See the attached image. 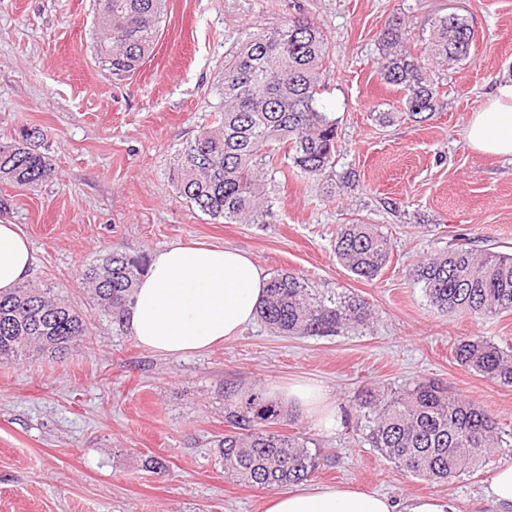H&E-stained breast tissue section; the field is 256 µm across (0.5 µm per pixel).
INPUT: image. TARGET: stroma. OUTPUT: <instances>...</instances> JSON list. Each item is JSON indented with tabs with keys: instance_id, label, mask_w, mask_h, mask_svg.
Returning <instances> with one entry per match:
<instances>
[{
	"instance_id": "stroma-1",
	"label": "stroma",
	"mask_w": 512,
	"mask_h": 512,
	"mask_svg": "<svg viewBox=\"0 0 512 512\" xmlns=\"http://www.w3.org/2000/svg\"><path fill=\"white\" fill-rule=\"evenodd\" d=\"M451 11L469 18L476 40L449 71L442 108L418 120L378 73L377 36L391 13L418 30ZM297 17L330 41L321 101L338 121L336 165L320 178L268 173L265 223L211 220L177 196L172 157L213 123L227 50L245 32ZM93 21V0H0V142L22 125L42 128L55 168L33 188L0 183V220L31 240L30 283L62 292L91 331L90 344L64 359L0 362V512H264L268 491L225 475L211 443L227 428L226 387L294 380L322 386L336 406L334 428L293 408L277 426L320 449L311 483L492 512L484 489L512 465V447L460 478L427 481L370 448L354 397L366 385L397 392L437 380L512 429V388L453 355L462 336L512 347V312L439 311L406 276L458 237L512 253V157L473 150L466 133L495 87L512 81V0H167L155 51L122 81L90 52ZM356 218L391 244L371 282L334 252L337 230ZM189 241L234 246L267 272L351 290L373 316L328 337L278 336L257 320L208 352L173 358L100 315L75 276L113 247L149 255Z\"/></svg>"
}]
</instances>
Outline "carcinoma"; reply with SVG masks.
<instances>
[{"instance_id": "1", "label": "carcinoma", "mask_w": 512, "mask_h": 512, "mask_svg": "<svg viewBox=\"0 0 512 512\" xmlns=\"http://www.w3.org/2000/svg\"><path fill=\"white\" fill-rule=\"evenodd\" d=\"M166 0H101L94 52L112 77L134 71L160 37ZM381 79L404 93L413 115L440 108L446 71L466 60L475 41L468 18L439 14L415 34L401 15L386 20L377 37ZM331 63L322 28L305 17L248 32L224 56L218 121L177 149L169 179L186 204L226 224H259L267 216L264 181L283 157L309 177L335 167L336 120L320 104ZM47 134L22 126L0 143V182L35 187L54 173ZM340 264L372 281L390 259V245L361 219L336 233ZM145 255L119 248L77 268L101 315L117 319L146 270ZM430 305L476 319L512 312V254L464 244L408 269ZM371 309L358 295L316 288L290 271L274 273L258 317L282 336H327L363 326ZM90 343L86 315L51 287L21 285L0 294V361L35 356L63 358ZM454 357L470 372L512 387V349L479 336L454 343ZM366 421L365 442L396 467L429 481H445L484 467L495 448L512 446V430L499 427L480 405L435 382L398 393L372 387L357 396ZM284 416L279 403L254 389L224 390L228 430L215 440L224 473L261 489L298 483L320 465V451L300 435L270 431Z\"/></svg>"}]
</instances>
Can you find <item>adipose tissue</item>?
<instances>
[{"instance_id": "obj_1", "label": "adipose tissue", "mask_w": 512, "mask_h": 512, "mask_svg": "<svg viewBox=\"0 0 512 512\" xmlns=\"http://www.w3.org/2000/svg\"><path fill=\"white\" fill-rule=\"evenodd\" d=\"M477 151L512 156V84L498 88L467 126ZM34 253L18 225L0 221V292L13 291L30 275ZM268 274L251 254L232 247L175 242L155 250L125 308L124 322L142 347L165 356L210 350L240 336L266 295ZM274 396L298 406L325 428L336 410L318 385H278ZM265 512H456L430 497L399 502L352 486L315 485L272 495Z\"/></svg>"}]
</instances>
